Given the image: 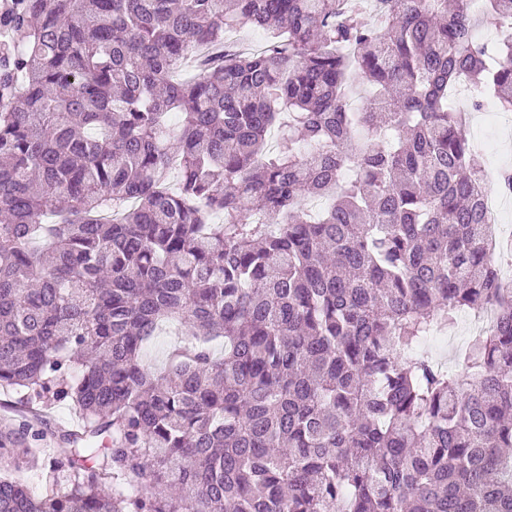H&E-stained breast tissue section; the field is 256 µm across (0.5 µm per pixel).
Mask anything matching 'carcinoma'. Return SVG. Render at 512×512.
<instances>
[{"label":"carcinoma","instance_id":"obj_1","mask_svg":"<svg viewBox=\"0 0 512 512\" xmlns=\"http://www.w3.org/2000/svg\"><path fill=\"white\" fill-rule=\"evenodd\" d=\"M510 18L9 0L0 387L83 425L38 433L60 456L0 430V512H512V287L449 107L466 80L512 109V29L476 38ZM489 308L460 369L418 352ZM163 322L183 340L156 368ZM48 415L46 423L52 429L69 428L81 422V419L66 401L55 403Z\"/></svg>","mask_w":512,"mask_h":512}]
</instances>
